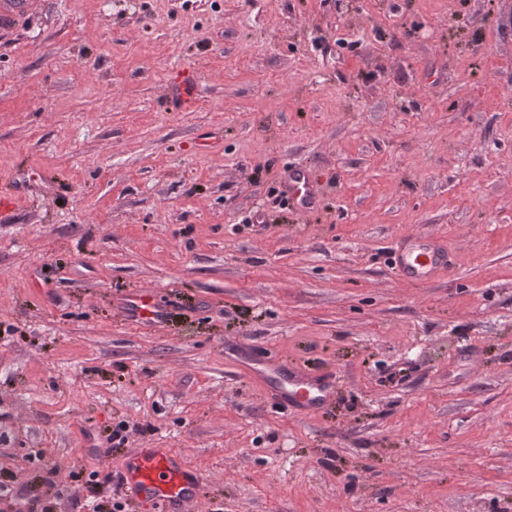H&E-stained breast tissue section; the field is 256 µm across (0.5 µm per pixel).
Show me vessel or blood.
Wrapping results in <instances>:
<instances>
[{
	"mask_svg": "<svg viewBox=\"0 0 512 512\" xmlns=\"http://www.w3.org/2000/svg\"><path fill=\"white\" fill-rule=\"evenodd\" d=\"M287 191L297 210H309L316 199V185L301 169L288 173ZM392 266L404 280L426 281L449 270L448 251L435 237L419 234L400 241L392 251ZM334 388L330 379L304 370L289 371L280 388V398L288 406L314 411L330 402ZM119 482L135 491V499L159 506H176L186 512L196 501L202 478L187 468L170 448L142 449L118 474Z\"/></svg>",
	"mask_w": 512,
	"mask_h": 512,
	"instance_id": "b4317fda",
	"label": "vessel or blood"
}]
</instances>
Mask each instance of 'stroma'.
<instances>
[{"label":"stroma","mask_w":512,"mask_h":512,"mask_svg":"<svg viewBox=\"0 0 512 512\" xmlns=\"http://www.w3.org/2000/svg\"><path fill=\"white\" fill-rule=\"evenodd\" d=\"M420 232L453 266L424 284L387 255ZM270 365L333 401L285 408ZM144 448L201 474L188 512H512V0L0 23V480L144 512L115 479ZM287 191L299 211L309 210L316 199V185L309 174L301 169L288 172ZM125 306L129 310L135 311L138 316L146 321H153L158 323L162 321L157 313V310L155 309L151 297L147 294H141L128 298L125 301Z\"/></svg>","instance_id":"stroma-1"}]
</instances>
